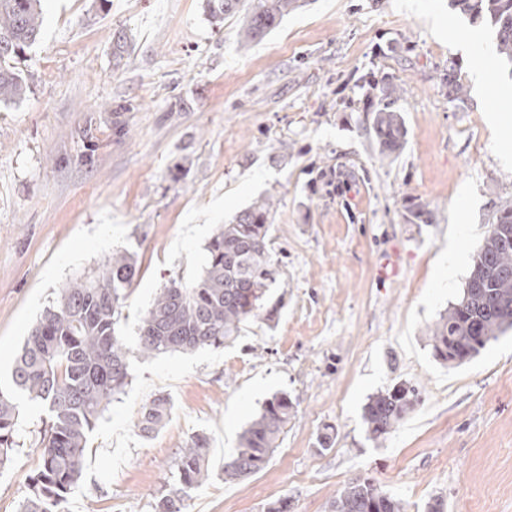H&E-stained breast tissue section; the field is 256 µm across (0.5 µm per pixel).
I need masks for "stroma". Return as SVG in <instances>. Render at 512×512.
Instances as JSON below:
<instances>
[{
  "label": "stroma",
  "mask_w": 512,
  "mask_h": 512,
  "mask_svg": "<svg viewBox=\"0 0 512 512\" xmlns=\"http://www.w3.org/2000/svg\"><path fill=\"white\" fill-rule=\"evenodd\" d=\"M43 9L41 38L17 64L30 90L0 104V372L65 282L115 250L139 264L117 325L129 383L91 434L65 512H153L198 431L212 470L188 512H267L281 499L331 512L355 479L408 512L436 498L444 512H512V330L452 369L428 345L496 205L512 199V72L493 30L449 0H300L244 49L242 16L214 26L203 0ZM117 31L132 44L120 57ZM450 70L464 101L448 95ZM371 72L388 78L407 128L389 159L373 135ZM268 194L276 321L250 320L219 348L140 356L139 319L159 289L198 277L217 228ZM402 381L422 401L369 440L368 397ZM278 392L295 406L278 448L258 473L225 481L240 433ZM159 393L170 421L136 435ZM46 417L21 402L0 512L28 492Z\"/></svg>",
  "instance_id": "stroma-1"
}]
</instances>
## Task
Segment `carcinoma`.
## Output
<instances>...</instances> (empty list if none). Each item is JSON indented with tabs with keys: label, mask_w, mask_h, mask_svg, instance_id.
Here are the masks:
<instances>
[{
	"label": "carcinoma",
	"mask_w": 512,
	"mask_h": 512,
	"mask_svg": "<svg viewBox=\"0 0 512 512\" xmlns=\"http://www.w3.org/2000/svg\"><path fill=\"white\" fill-rule=\"evenodd\" d=\"M244 2L205 0V11L220 27L241 12ZM450 6L490 25L501 63L512 66V0H450ZM297 7L298 0H250L241 45L264 37ZM43 23L41 0H0V103L25 96L28 84L15 63L39 41ZM368 87L383 95L373 131L380 154L389 157L403 149L407 130L385 80ZM274 205L275 197L266 195L220 225L199 278L173 280L160 289L141 319V356L218 348L234 341L249 319L273 318L275 309L264 310V303L276 284L269 224ZM137 272L135 254L114 251L95 277L65 283L31 327L9 377L0 382V470L12 463L17 448L18 398L39 402L49 413L36 444L41 465L19 512H64L67 495L82 477L89 434L128 384V350L117 324ZM509 329L512 244H504L492 228L472 257L461 296L431 328L432 355L444 366H460ZM421 398L420 388L410 382L370 396L362 414L368 438L378 441L392 432ZM172 409L168 395H155L142 406L135 431L142 437L159 431ZM293 415L288 394L268 399L224 462V479L262 470ZM209 451L207 433L190 437L179 451L175 487L156 499L154 512H186L187 502L209 479ZM331 512H407V506L366 479L345 484Z\"/></svg>",
	"instance_id": "1"
}]
</instances>
